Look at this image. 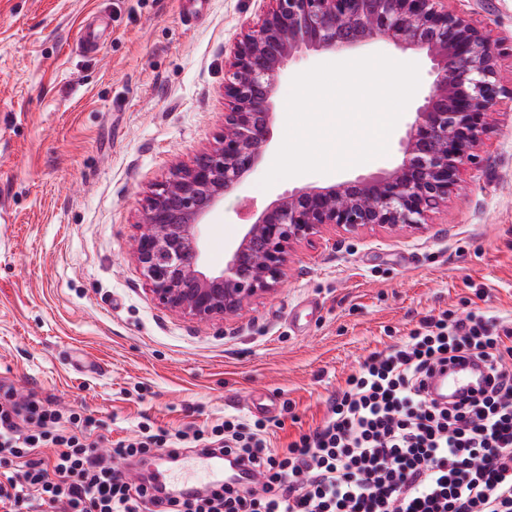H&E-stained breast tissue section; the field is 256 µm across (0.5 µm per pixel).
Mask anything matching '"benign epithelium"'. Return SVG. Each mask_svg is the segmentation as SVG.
<instances>
[{
    "instance_id": "obj_1",
    "label": "benign epithelium",
    "mask_w": 512,
    "mask_h": 512,
    "mask_svg": "<svg viewBox=\"0 0 512 512\" xmlns=\"http://www.w3.org/2000/svg\"><path fill=\"white\" fill-rule=\"evenodd\" d=\"M242 32L224 71V131L189 166L155 184L130 243L153 300L207 322L277 293L296 246L324 229L421 230L448 203L497 124L498 41L450 0H272ZM381 39L425 55L434 80L399 141L392 168L281 193L253 212L224 268L203 266L200 223L263 159L287 62Z\"/></svg>"
}]
</instances>
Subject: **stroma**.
I'll return each mask as SVG.
<instances>
[{
  "label": "stroma",
  "instance_id": "1",
  "mask_svg": "<svg viewBox=\"0 0 512 512\" xmlns=\"http://www.w3.org/2000/svg\"><path fill=\"white\" fill-rule=\"evenodd\" d=\"M270 0H0V383L84 407L98 431L133 434L142 418L169 431L246 418L253 389L281 404L273 447L317 425L370 353L428 316H512V97L422 230L326 231L296 247L280 291L237 317L199 322L152 299L129 250L157 182L191 164L224 126V68L236 38ZM502 41L512 87V0H459ZM104 29L98 52L81 27ZM286 67L259 167L203 220V257L224 266L250 211L276 195L391 167L416 106L388 152L327 174L260 186L282 144L295 75Z\"/></svg>",
  "mask_w": 512,
  "mask_h": 512
}]
</instances>
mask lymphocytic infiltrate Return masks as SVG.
<instances>
[{"mask_svg": "<svg viewBox=\"0 0 512 512\" xmlns=\"http://www.w3.org/2000/svg\"><path fill=\"white\" fill-rule=\"evenodd\" d=\"M470 357L493 385L460 403L423 392L435 366ZM265 420L225 416L175 433L140 422L97 434L95 418L37 395L0 394V512H512V322L451 311L371 354L322 422L272 448ZM233 456L257 485L171 493L127 465L169 449Z\"/></svg>", "mask_w": 512, "mask_h": 512, "instance_id": "1", "label": "lymphocytic infiltrate"}]
</instances>
